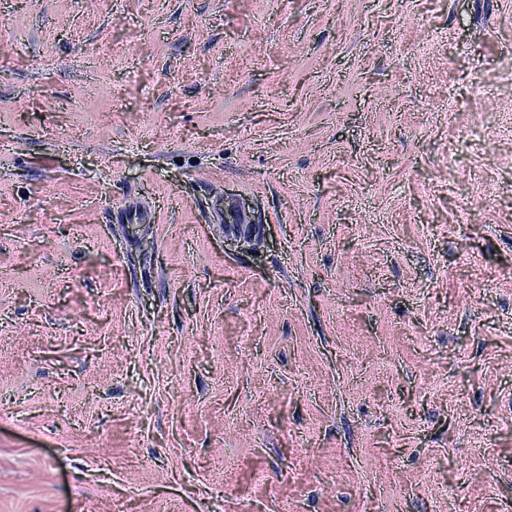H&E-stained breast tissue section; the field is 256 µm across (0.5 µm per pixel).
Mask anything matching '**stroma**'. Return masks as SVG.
I'll list each match as a JSON object with an SVG mask.
<instances>
[{"label": "stroma", "mask_w": 512, "mask_h": 512, "mask_svg": "<svg viewBox=\"0 0 512 512\" xmlns=\"http://www.w3.org/2000/svg\"><path fill=\"white\" fill-rule=\"evenodd\" d=\"M171 503L512 512V0H0V512Z\"/></svg>", "instance_id": "35a3bbf8"}]
</instances>
